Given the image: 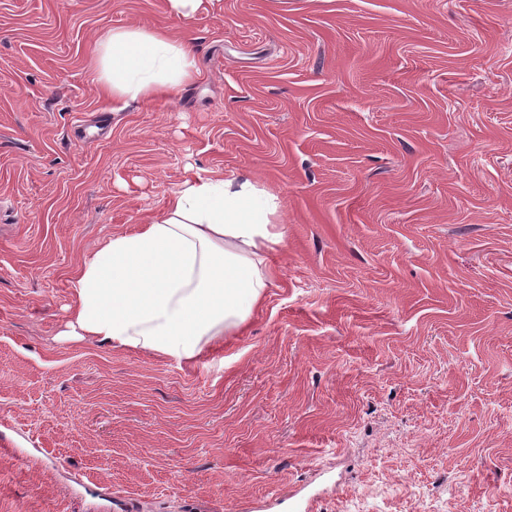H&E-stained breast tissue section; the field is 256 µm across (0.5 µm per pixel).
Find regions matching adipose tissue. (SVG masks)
I'll return each instance as SVG.
<instances>
[{"instance_id": "obj_1", "label": "adipose tissue", "mask_w": 512, "mask_h": 512, "mask_svg": "<svg viewBox=\"0 0 512 512\" xmlns=\"http://www.w3.org/2000/svg\"><path fill=\"white\" fill-rule=\"evenodd\" d=\"M96 82L113 101L177 95L198 72L192 43L128 25L107 30ZM278 197L252 176L183 180L159 213L112 235L72 282L73 333L108 347L196 359L248 321L274 285Z\"/></svg>"}]
</instances>
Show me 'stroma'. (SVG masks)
Segmentation results:
<instances>
[{
	"mask_svg": "<svg viewBox=\"0 0 512 512\" xmlns=\"http://www.w3.org/2000/svg\"><path fill=\"white\" fill-rule=\"evenodd\" d=\"M189 34L179 99L93 81ZM278 196L244 335L66 339L84 258L196 174ZM512 512V0H0V512ZM96 82L112 102L175 96L198 73L194 46L167 31L128 25L107 30L97 48Z\"/></svg>",
	"mask_w": 512,
	"mask_h": 512,
	"instance_id": "35a3bbf8",
	"label": "stroma"
}]
</instances>
